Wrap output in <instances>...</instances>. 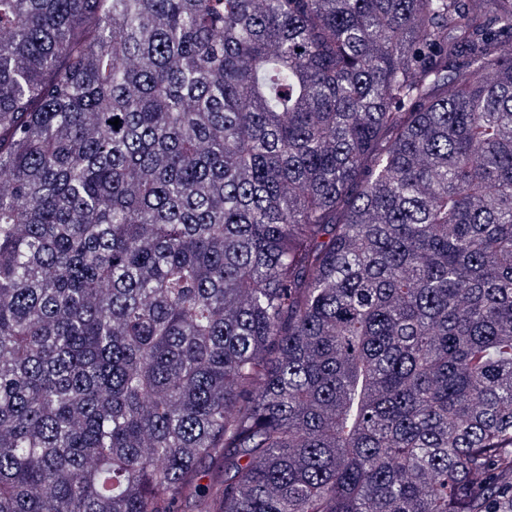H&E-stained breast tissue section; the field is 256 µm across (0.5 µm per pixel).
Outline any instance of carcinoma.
<instances>
[{"label":"carcinoma","mask_w":512,"mask_h":512,"mask_svg":"<svg viewBox=\"0 0 512 512\" xmlns=\"http://www.w3.org/2000/svg\"><path fill=\"white\" fill-rule=\"evenodd\" d=\"M510 43L0 0V512H512Z\"/></svg>","instance_id":"carcinoma-1"}]
</instances>
